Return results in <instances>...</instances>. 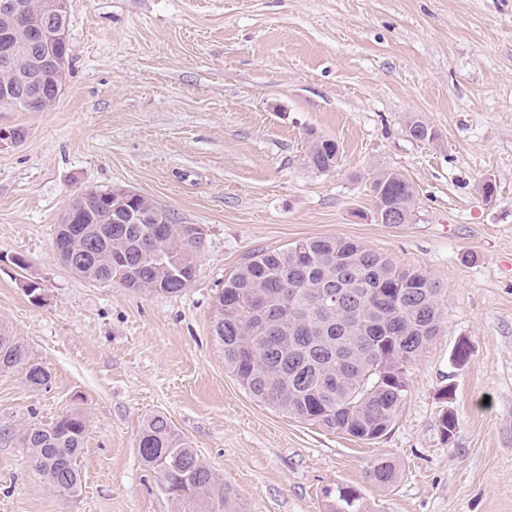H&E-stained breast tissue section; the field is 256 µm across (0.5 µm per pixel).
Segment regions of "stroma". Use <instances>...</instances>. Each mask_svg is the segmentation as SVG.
Here are the masks:
<instances>
[{"label":"stroma","instance_id":"35a3bbf8","mask_svg":"<svg viewBox=\"0 0 512 512\" xmlns=\"http://www.w3.org/2000/svg\"><path fill=\"white\" fill-rule=\"evenodd\" d=\"M69 40L50 110L0 108L18 134L0 143V326L51 374L33 388L23 368L0 372V512H177L138 456L154 414L223 478L233 512H326L336 484L370 512H512V0H71ZM414 120L434 139L411 138ZM316 137L340 146L330 171L307 164ZM383 170L415 187L411 223L376 222ZM118 187L202 228L181 294L90 282L57 258L68 203ZM323 235L443 289L441 330L373 441L257 401L212 335L246 256ZM70 411L87 422L83 483L62 497L22 435ZM380 454L400 468L389 488L366 479Z\"/></svg>","mask_w":512,"mask_h":512}]
</instances>
